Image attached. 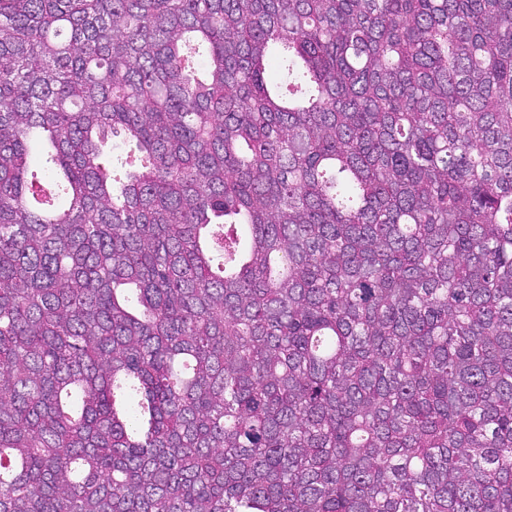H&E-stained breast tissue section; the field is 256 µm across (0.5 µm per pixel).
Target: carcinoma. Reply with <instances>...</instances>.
Instances as JSON below:
<instances>
[{"label":"carcinoma","mask_w":512,"mask_h":512,"mask_svg":"<svg viewBox=\"0 0 512 512\" xmlns=\"http://www.w3.org/2000/svg\"><path fill=\"white\" fill-rule=\"evenodd\" d=\"M0 512H512V0H0Z\"/></svg>","instance_id":"carcinoma-1"}]
</instances>
